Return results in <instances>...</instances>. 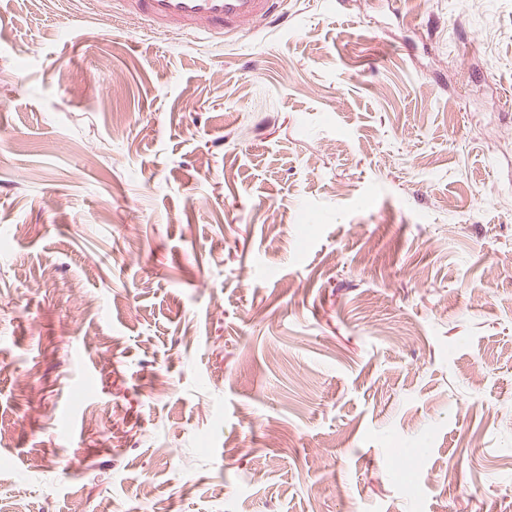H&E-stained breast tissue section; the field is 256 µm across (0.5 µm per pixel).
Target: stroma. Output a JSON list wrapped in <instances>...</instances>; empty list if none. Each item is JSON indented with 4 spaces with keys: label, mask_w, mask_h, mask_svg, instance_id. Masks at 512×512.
Here are the masks:
<instances>
[{
    "label": "stroma",
    "mask_w": 512,
    "mask_h": 512,
    "mask_svg": "<svg viewBox=\"0 0 512 512\" xmlns=\"http://www.w3.org/2000/svg\"><path fill=\"white\" fill-rule=\"evenodd\" d=\"M283 6L0 0V512H512V0ZM97 12L142 20L155 33L204 35L208 42L246 25L268 22L279 11V0H92ZM119 11H117V10Z\"/></svg>",
    "instance_id": "35a3bbf8"
}]
</instances>
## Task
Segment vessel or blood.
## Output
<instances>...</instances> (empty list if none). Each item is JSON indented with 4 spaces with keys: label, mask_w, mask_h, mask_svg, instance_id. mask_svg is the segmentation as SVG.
Listing matches in <instances>:
<instances>
[{
    "label": "vessel or blood",
    "mask_w": 512,
    "mask_h": 512,
    "mask_svg": "<svg viewBox=\"0 0 512 512\" xmlns=\"http://www.w3.org/2000/svg\"><path fill=\"white\" fill-rule=\"evenodd\" d=\"M280 0H91L104 15L144 21L159 34L204 35L220 42L246 25L269 21Z\"/></svg>",
    "instance_id": "vessel-or-blood-1"
}]
</instances>
